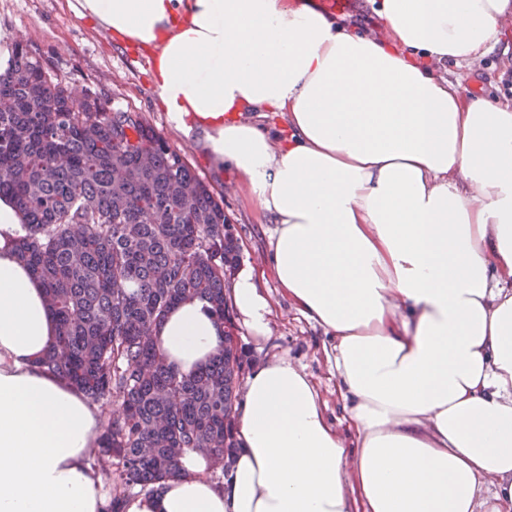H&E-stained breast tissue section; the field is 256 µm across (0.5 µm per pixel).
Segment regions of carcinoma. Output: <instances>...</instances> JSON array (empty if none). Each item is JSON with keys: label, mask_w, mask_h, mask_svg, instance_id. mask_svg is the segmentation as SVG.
<instances>
[{"label": "carcinoma", "mask_w": 512, "mask_h": 512, "mask_svg": "<svg viewBox=\"0 0 512 512\" xmlns=\"http://www.w3.org/2000/svg\"><path fill=\"white\" fill-rule=\"evenodd\" d=\"M2 193L26 217L18 250L58 319L42 366L116 404L94 450L117 465L112 504L156 491L190 451L231 463L244 365L232 333L207 366L182 374L140 332L188 297L231 324L236 240L186 156L141 113L70 86L17 43L0 69Z\"/></svg>", "instance_id": "carcinoma-1"}]
</instances>
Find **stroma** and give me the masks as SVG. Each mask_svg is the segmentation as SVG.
Segmentation results:
<instances>
[{"mask_svg":"<svg viewBox=\"0 0 512 512\" xmlns=\"http://www.w3.org/2000/svg\"><path fill=\"white\" fill-rule=\"evenodd\" d=\"M75 3L76 0H0V34L21 40L74 87H92L107 95L112 104L142 113L172 148L185 154L199 177L223 201L240 247V262L263 267L272 223L256 205L243 199L237 172L229 167L215 171L201 146L172 126L154 90L150 53L117 43L94 20L76 17ZM504 61L501 50L496 49L483 58L475 71L462 72L464 94L512 92V76L505 74ZM261 286L274 305L271 335L257 342L245 328L235 326L239 348L252 364L275 355H288L305 368L319 387L328 402L331 419L343 418L344 403L335 392L336 379L322 357L323 333L290 307L273 278L263 279Z\"/></svg>","mask_w":512,"mask_h":512,"instance_id":"obj_1","label":"stroma"}]
</instances>
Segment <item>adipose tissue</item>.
I'll return each instance as SVG.
<instances>
[{
  "instance_id": "1",
  "label": "adipose tissue",
  "mask_w": 512,
  "mask_h": 512,
  "mask_svg": "<svg viewBox=\"0 0 512 512\" xmlns=\"http://www.w3.org/2000/svg\"><path fill=\"white\" fill-rule=\"evenodd\" d=\"M126 44L155 48L170 122L274 220L268 270L319 327L341 424L281 355L252 368L223 483L190 453L121 512H512V100L464 96L449 68L503 41L512 0H382L364 34L309 0H78ZM277 112L271 140L245 111ZM0 197V512H109L88 458L100 409L47 372L57 334ZM267 339L252 265L230 291ZM188 374L224 343L209 304L154 331Z\"/></svg>"
}]
</instances>
